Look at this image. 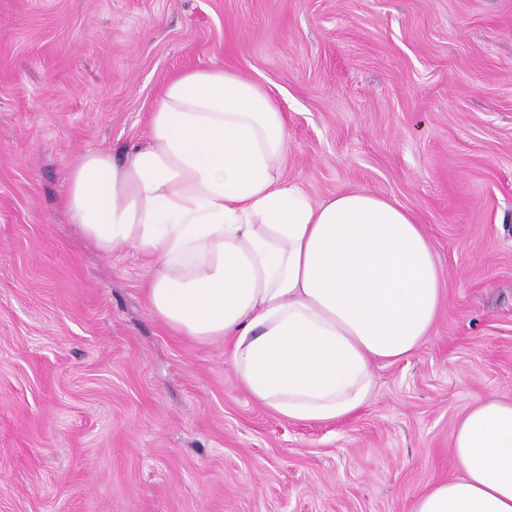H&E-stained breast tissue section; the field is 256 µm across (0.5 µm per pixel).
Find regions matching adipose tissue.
<instances>
[{"instance_id": "ef3b65f1", "label": "adipose tissue", "mask_w": 512, "mask_h": 512, "mask_svg": "<svg viewBox=\"0 0 512 512\" xmlns=\"http://www.w3.org/2000/svg\"><path fill=\"white\" fill-rule=\"evenodd\" d=\"M283 112L221 65L165 87L144 143L92 151L71 170V223L103 253L149 255L148 301L174 332L223 339L240 385L301 424L351 417L374 367L415 353L444 283L402 205L366 189L316 202L282 175ZM460 476L409 512H512V397L476 402L453 431Z\"/></svg>"}]
</instances>
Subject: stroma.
Wrapping results in <instances>:
<instances>
[{"instance_id":"obj_1","label":"stroma","mask_w":512,"mask_h":512,"mask_svg":"<svg viewBox=\"0 0 512 512\" xmlns=\"http://www.w3.org/2000/svg\"><path fill=\"white\" fill-rule=\"evenodd\" d=\"M221 64L285 116L286 181L424 224L444 299L352 417L284 420L166 327L151 260L63 207L90 151L143 142ZM512 396V0H0V512H409L456 421Z\"/></svg>"}]
</instances>
